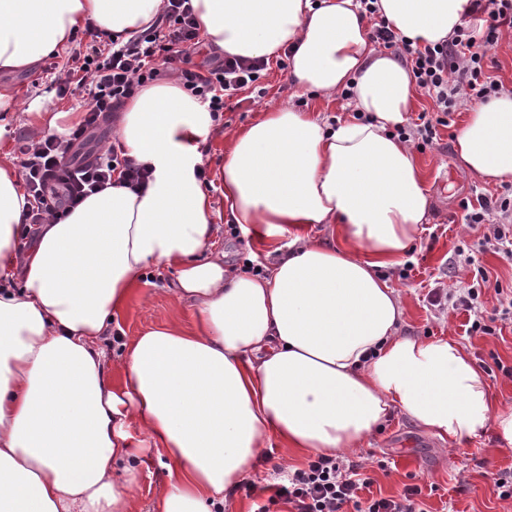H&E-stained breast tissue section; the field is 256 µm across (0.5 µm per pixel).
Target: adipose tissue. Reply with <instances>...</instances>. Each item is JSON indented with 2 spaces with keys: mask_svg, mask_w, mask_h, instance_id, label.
I'll list each match as a JSON object with an SVG mask.
<instances>
[{
  "mask_svg": "<svg viewBox=\"0 0 512 512\" xmlns=\"http://www.w3.org/2000/svg\"><path fill=\"white\" fill-rule=\"evenodd\" d=\"M216 52L286 57L296 89L335 123L290 107L225 130L224 206L197 177L218 124L177 77L139 89L113 133L151 171L147 188L112 185L20 246L26 202L0 162V512H135L143 451L167 461L151 512H224L270 439L292 455L361 447L393 410L444 441L486 427L512 446V407L494 406L458 344L403 336L398 264L431 199L411 143L394 129L417 103L403 63L368 37L358 0H191ZM397 39L450 38L469 0H378ZM165 0H0V73L67 48L86 24L127 41ZM463 167L512 181V95L473 103L456 134ZM288 251L247 272L213 240L222 212ZM324 226L327 239L309 236ZM191 309L120 346L112 324L157 264Z\"/></svg>",
  "mask_w": 512,
  "mask_h": 512,
  "instance_id": "1",
  "label": "adipose tissue"
}]
</instances>
